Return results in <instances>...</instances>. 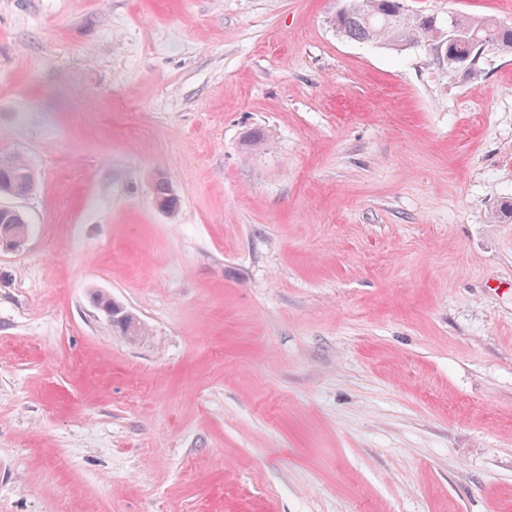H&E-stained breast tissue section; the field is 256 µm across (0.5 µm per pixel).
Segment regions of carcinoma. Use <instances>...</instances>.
Instances as JSON below:
<instances>
[{"label": "carcinoma", "instance_id": "cac0c4a2", "mask_svg": "<svg viewBox=\"0 0 512 512\" xmlns=\"http://www.w3.org/2000/svg\"><path fill=\"white\" fill-rule=\"evenodd\" d=\"M457 25L479 40V45L495 44L512 50V29L494 24L488 19L455 16ZM343 38L358 43H381L391 49L421 46L428 55L443 40V27L432 14L397 13V0H348L345 12L335 23ZM33 183V173L22 159L16 157L0 168V187L18 195L27 193ZM28 224L21 212L0 213V236L18 238L27 232ZM125 323L112 324L121 335L135 342L143 336L137 318L127 310Z\"/></svg>", "mask_w": 512, "mask_h": 512}]
</instances>
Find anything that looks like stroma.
Instances as JSON below:
<instances>
[{
	"label": "stroma",
	"mask_w": 512,
	"mask_h": 512,
	"mask_svg": "<svg viewBox=\"0 0 512 512\" xmlns=\"http://www.w3.org/2000/svg\"><path fill=\"white\" fill-rule=\"evenodd\" d=\"M342 5L0 0V512H512V51ZM400 0H348L334 23L343 38L358 43H381L391 49L421 46L434 63L433 50L441 43L443 27L434 14L397 13ZM5 168H0L1 189H10L18 195L26 194L33 183V173L21 158L7 161ZM20 175V178L17 177ZM1 211H18L12 208L1 207ZM28 224L21 212L0 213V236L19 238L27 232Z\"/></svg>",
	"instance_id": "obj_1"
}]
</instances>
